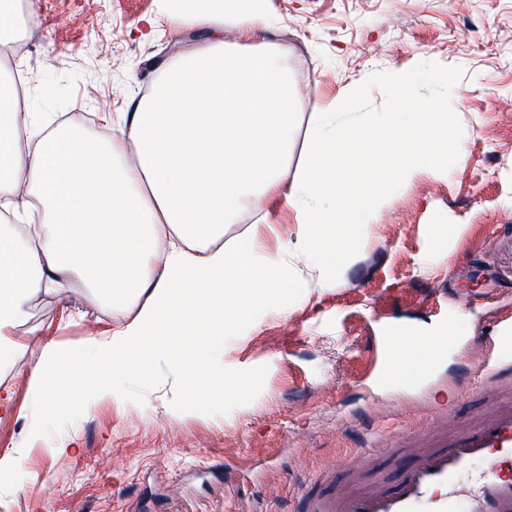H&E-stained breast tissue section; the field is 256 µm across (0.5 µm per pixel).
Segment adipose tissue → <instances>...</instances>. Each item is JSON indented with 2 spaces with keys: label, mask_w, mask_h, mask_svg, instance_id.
<instances>
[{
  "label": "adipose tissue",
  "mask_w": 512,
  "mask_h": 512,
  "mask_svg": "<svg viewBox=\"0 0 512 512\" xmlns=\"http://www.w3.org/2000/svg\"><path fill=\"white\" fill-rule=\"evenodd\" d=\"M162 9L210 40L158 76L115 134L43 131L39 114L18 112L16 85L0 82V361L22 349L16 331L35 292L63 296L79 283L114 313L111 335L38 344L32 384L46 413L66 384L92 381L95 398L110 400L118 380L161 362L184 396L207 402L224 388L210 346L304 285L287 250L266 252L277 225L228 239L230 221L279 198L330 279L392 193L448 166L447 102L413 103L418 76L399 69L390 111L357 112L354 92L310 113L304 156L289 167L303 117L285 52L267 39L269 0Z\"/></svg>",
  "instance_id": "adipose-tissue-1"
}]
</instances>
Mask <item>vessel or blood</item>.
Wrapping results in <instances>:
<instances>
[{
  "mask_svg": "<svg viewBox=\"0 0 512 512\" xmlns=\"http://www.w3.org/2000/svg\"><path fill=\"white\" fill-rule=\"evenodd\" d=\"M483 343L488 359L474 378L494 399L491 411L473 423L449 430L451 410L427 418L409 436L393 435L357 448L317 476L318 492L303 493L296 512H512V315L502 317ZM412 353L388 344L374 360L378 371L399 379ZM410 458L394 483L359 476L376 453ZM469 489L460 479L476 461Z\"/></svg>",
  "mask_w": 512,
  "mask_h": 512,
  "instance_id": "1",
  "label": "vessel or blood"
}]
</instances>
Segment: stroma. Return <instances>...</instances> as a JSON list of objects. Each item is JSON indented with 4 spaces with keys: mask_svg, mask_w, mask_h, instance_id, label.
<instances>
[{
    "mask_svg": "<svg viewBox=\"0 0 512 512\" xmlns=\"http://www.w3.org/2000/svg\"><path fill=\"white\" fill-rule=\"evenodd\" d=\"M13 64L24 72L26 111L51 123L103 129L206 30L177 26L161 0H27ZM270 41L287 48L299 110L327 108L361 87L357 109L385 112L384 77L421 72L413 94H455L448 169L399 188L372 217L327 303L308 269L313 246L293 233L278 200L263 211L280 226L308 288L252 311L212 355L217 376L247 377L196 409L166 368L127 378L121 404L83 405L89 385L60 391L41 415L31 391L35 356L22 349L0 385V452L20 469L0 476V512H292L319 469L389 431L409 432L454 405L467 423L488 405L470 387L484 361L480 338L512 313V0H270ZM262 211V212H263ZM37 341L112 331V310L83 285L31 307ZM458 329V343L427 376L401 382L368 373L385 337ZM38 438H31L34 423ZM64 439L67 454L56 453Z\"/></svg>",
    "mask_w": 512,
    "mask_h": 512,
    "instance_id": "stroma-1",
    "label": "stroma"
}]
</instances>
